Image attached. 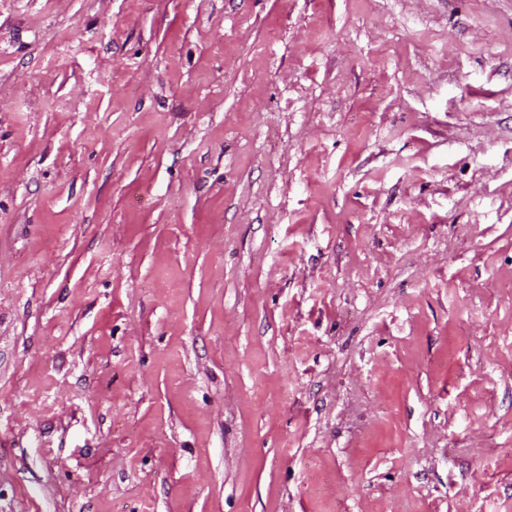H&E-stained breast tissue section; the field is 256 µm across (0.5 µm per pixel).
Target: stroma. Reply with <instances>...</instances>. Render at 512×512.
<instances>
[{
  "mask_svg": "<svg viewBox=\"0 0 512 512\" xmlns=\"http://www.w3.org/2000/svg\"><path fill=\"white\" fill-rule=\"evenodd\" d=\"M0 512H512V0H0Z\"/></svg>",
  "mask_w": 512,
  "mask_h": 512,
  "instance_id": "1",
  "label": "stroma"
}]
</instances>
